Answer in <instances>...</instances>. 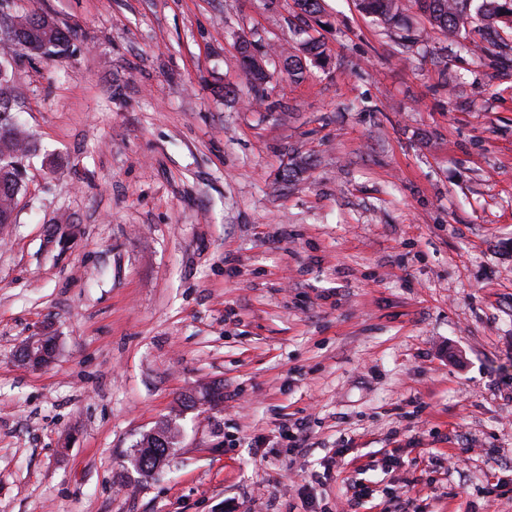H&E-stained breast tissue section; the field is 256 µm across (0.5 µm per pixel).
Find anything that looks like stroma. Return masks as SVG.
I'll use <instances>...</instances> for the list:
<instances>
[{"label":"stroma","instance_id":"obj_1","mask_svg":"<svg viewBox=\"0 0 512 512\" xmlns=\"http://www.w3.org/2000/svg\"><path fill=\"white\" fill-rule=\"evenodd\" d=\"M403 4L407 53L322 0L325 63L255 90L239 42L290 41L293 0H0L68 36L0 27L38 147L0 224V512H345L355 481L358 512H512V32ZM14 19V23L18 22L22 30V36L26 42L29 43H42L44 40L48 44H51V48L47 49L48 44H44L39 49H34L35 44H24L28 51L32 53L43 54H60L64 51L63 46L67 43V35L61 26L57 23L53 26L50 21H54L51 17L39 14L31 13L18 15ZM47 336H36L34 338L29 339L24 345L23 348L27 354L26 361H21L23 365L34 369H40L47 367L50 365V361L46 362L42 360V352L41 348L45 343L46 353L52 357L53 354V338L50 337L46 339ZM46 340V341H45ZM156 430L163 438V443H159L148 433L136 442L133 453L130 455V463L144 477L149 476L156 469L161 459L167 460L170 457L180 433L169 420L161 422Z\"/></svg>","mask_w":512,"mask_h":512}]
</instances>
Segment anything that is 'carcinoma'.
<instances>
[{"mask_svg": "<svg viewBox=\"0 0 512 512\" xmlns=\"http://www.w3.org/2000/svg\"><path fill=\"white\" fill-rule=\"evenodd\" d=\"M473 2L474 0H415V4L430 25L450 37L459 35L470 16ZM502 3L503 0H481L476 7L477 15L485 22L486 28L494 32L500 23L512 29V19L502 18ZM358 7L385 28L404 31L398 45L404 50L408 48L409 27L403 14L401 0H358ZM51 21V17L39 13L18 16V25L25 41H45L51 44L46 53L59 54L67 43V35L60 25H53ZM240 53L250 85L256 88L266 83L269 78L266 61L257 59L256 54L249 52L245 46L241 47ZM324 60L323 44L311 37L299 41V46L292 51L283 49L272 54L274 64L294 81L305 78L307 62L317 63ZM14 95L11 74L0 75V224L12 207L15 194L14 171L8 168L6 158L16 154L27 156L37 150L36 143L10 122L15 102ZM157 432L163 441L160 442L146 434L136 442L130 455V463L144 477L149 476L161 460L170 457L177 443L179 429L172 422H161Z\"/></svg>", "mask_w": 512, "mask_h": 512, "instance_id": "carcinoma-1", "label": "carcinoma"}]
</instances>
